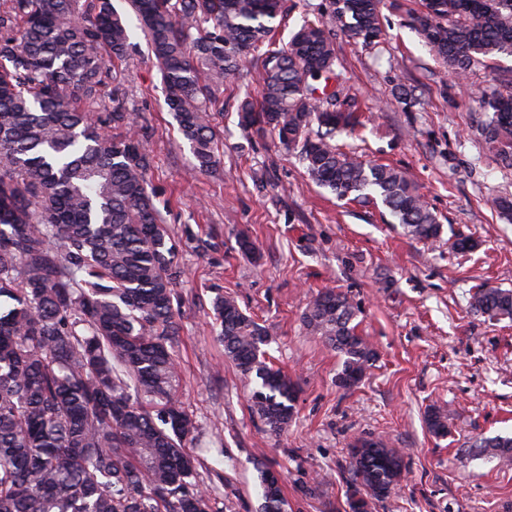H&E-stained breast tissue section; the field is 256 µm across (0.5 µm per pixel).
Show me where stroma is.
Instances as JSON below:
<instances>
[{
    "label": "stroma",
    "mask_w": 512,
    "mask_h": 512,
    "mask_svg": "<svg viewBox=\"0 0 512 512\" xmlns=\"http://www.w3.org/2000/svg\"><path fill=\"white\" fill-rule=\"evenodd\" d=\"M418 7L397 0L383 8L380 50L337 37L341 87L363 112L362 126L337 141L415 183L443 225L428 243L408 237L382 204L337 200L272 137L242 135L231 89L218 124L222 163L200 172L164 105L147 40L134 33L126 100L153 131L151 178L180 240V399L199 424L204 480L218 489L213 512H260L262 469L280 475L292 512H345L356 436L383 438L403 454L405 478L374 512H512V464L473 449L512 436V320L469 308L476 285L512 289V223L495 205L512 197V169L471 132L484 90L512 87V57L457 81L410 28ZM399 83L414 87L411 101L395 97ZM241 233L257 256L240 251ZM461 239L474 249L460 253ZM218 285L267 329L271 364L296 385L284 432L252 413L248 388L215 339L209 311ZM327 286L357 305V331L376 352L348 391L336 384L341 357L302 322ZM433 406L448 411L447 436L427 427Z\"/></svg>",
    "instance_id": "1"
}]
</instances>
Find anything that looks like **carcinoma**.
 Here are the masks:
<instances>
[{
    "mask_svg": "<svg viewBox=\"0 0 512 512\" xmlns=\"http://www.w3.org/2000/svg\"><path fill=\"white\" fill-rule=\"evenodd\" d=\"M162 75L164 101L198 168L220 162L224 89L238 95L244 135L273 134L340 200L380 199L407 234L430 242L442 224L400 171L340 151L357 123L336 88V34L382 40L384 0H327L275 46L270 23L287 0H129ZM410 22L457 78L512 56V0H421ZM112 0H0V512H212L189 448L198 424L179 400V241L158 206L150 133L127 107L132 50ZM257 94H252L253 87ZM474 131L512 168V88L482 99ZM470 307L512 318V290L476 286ZM357 306L325 288L303 313L308 333L341 354L337 384L375 359L353 325ZM224 355L253 384L269 431L288 427L295 386L269 365L267 331L215 289ZM443 436L448 416L427 411ZM512 461V438L479 445ZM360 512L389 498L403 455L381 439L350 449ZM264 512H288L281 482L259 471Z\"/></svg>",
    "mask_w": 512,
    "mask_h": 512,
    "instance_id": "1",
    "label": "carcinoma"
}]
</instances>
